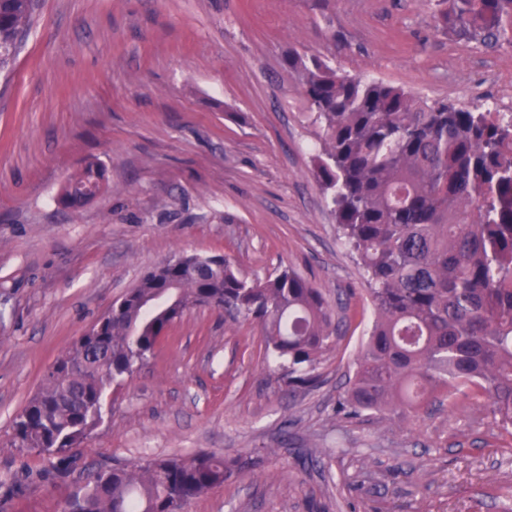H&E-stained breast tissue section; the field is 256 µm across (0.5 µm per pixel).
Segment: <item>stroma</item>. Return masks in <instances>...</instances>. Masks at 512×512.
<instances>
[{
	"label": "stroma",
	"mask_w": 512,
	"mask_h": 512,
	"mask_svg": "<svg viewBox=\"0 0 512 512\" xmlns=\"http://www.w3.org/2000/svg\"><path fill=\"white\" fill-rule=\"evenodd\" d=\"M436 0H35L0 73V512H62L96 472L154 456L249 457L185 512H503L512 429L464 388L419 413L338 406L374 318L313 176L323 130L286 58L462 107L512 112V43L435 28ZM96 162L107 182L57 203ZM224 253L248 280L290 269L340 337L316 387L289 386L260 327L218 309L175 323L105 397L59 469L12 444L55 359L148 271Z\"/></svg>",
	"instance_id": "1"
}]
</instances>
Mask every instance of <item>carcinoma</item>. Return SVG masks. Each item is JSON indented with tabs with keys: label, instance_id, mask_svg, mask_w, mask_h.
<instances>
[{
	"label": "carcinoma",
	"instance_id": "carcinoma-1",
	"mask_svg": "<svg viewBox=\"0 0 512 512\" xmlns=\"http://www.w3.org/2000/svg\"><path fill=\"white\" fill-rule=\"evenodd\" d=\"M438 28L491 47L512 35V0H436ZM33 0H0V69L33 23ZM287 64L324 127L314 176L375 307L347 403L416 412L437 394L479 389L512 427V116L429 101L297 53ZM106 182L89 163L59 195L70 208ZM260 324L293 387L310 388L338 326L321 291L285 270L248 282L224 255H184L147 272L98 334L74 341L14 420V445L58 464L102 419L112 383L132 375L188 311ZM244 462L209 453L95 474L64 512H178Z\"/></svg>",
	"mask_w": 512,
	"mask_h": 512
}]
</instances>
